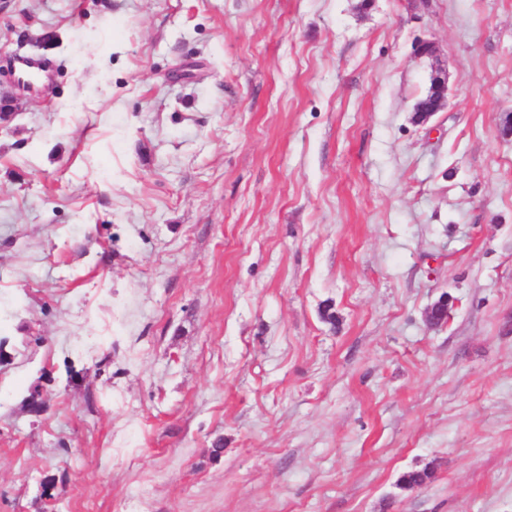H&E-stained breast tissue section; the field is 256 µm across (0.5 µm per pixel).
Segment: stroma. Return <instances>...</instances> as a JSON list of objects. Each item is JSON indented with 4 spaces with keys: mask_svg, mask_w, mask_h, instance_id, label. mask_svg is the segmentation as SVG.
<instances>
[{
    "mask_svg": "<svg viewBox=\"0 0 512 512\" xmlns=\"http://www.w3.org/2000/svg\"><path fill=\"white\" fill-rule=\"evenodd\" d=\"M2 96L0 512H512V0H0ZM15 77L21 84H27L31 79L47 81L51 76V65L43 57L23 55L16 58L13 64ZM448 74L440 67H433L430 74V87L415 105V117L420 123H426L429 118L439 112L447 102Z\"/></svg>",
    "mask_w": 512,
    "mask_h": 512,
    "instance_id": "35a3bbf8",
    "label": "stroma"
}]
</instances>
